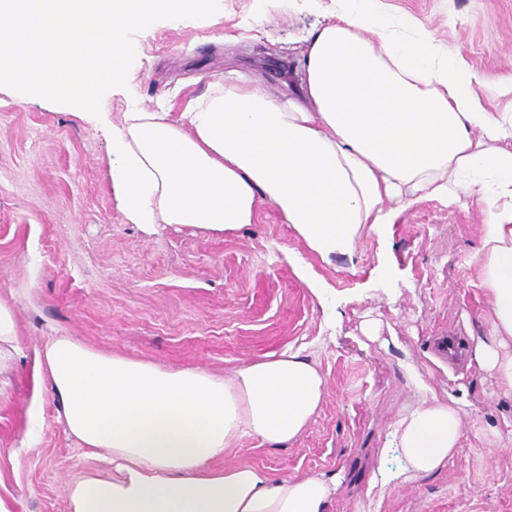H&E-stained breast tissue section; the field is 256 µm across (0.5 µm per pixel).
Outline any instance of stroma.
I'll return each instance as SVG.
<instances>
[{"mask_svg":"<svg viewBox=\"0 0 512 512\" xmlns=\"http://www.w3.org/2000/svg\"><path fill=\"white\" fill-rule=\"evenodd\" d=\"M484 77L486 111L512 113V0H385ZM336 0H219L204 19L161 20L134 37L126 87L96 120L0 87V299L19 352L0 374V501L68 512L67 488L111 464L67 431L36 355L67 335L107 355L228 378L247 361L298 352L325 376L307 427L283 445L242 438L213 462L333 480L328 512H512V391L449 366L437 336L479 335L487 304L468 258L483 209L420 197L354 258L323 262L261 206L224 235L130 223L108 178L109 125L122 113H179L230 74L281 97L300 88L304 33ZM458 402V452L412 477L396 421L424 399Z\"/></svg>","mask_w":512,"mask_h":512,"instance_id":"obj_1","label":"stroma"}]
</instances>
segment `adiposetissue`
<instances>
[{
  "label": "adipose tissue",
  "instance_id": "1",
  "mask_svg": "<svg viewBox=\"0 0 512 512\" xmlns=\"http://www.w3.org/2000/svg\"><path fill=\"white\" fill-rule=\"evenodd\" d=\"M303 36L300 97L258 81L215 83L180 116L139 110L113 123L112 190L133 224L225 233L272 205L322 261L353 256L390 221L388 201L419 191L466 196L488 221L470 257L488 304L473 361L512 390V113L485 110L479 72L384 0H340ZM67 430L105 451L112 476L68 489L69 512H327L331 482L212 469L245 436L279 445L320 407L326 379L298 353L224 379L107 355L70 336L39 355ZM459 408L432 398L396 439L410 470L436 472L458 448Z\"/></svg>",
  "mask_w": 512,
  "mask_h": 512
}]
</instances>
